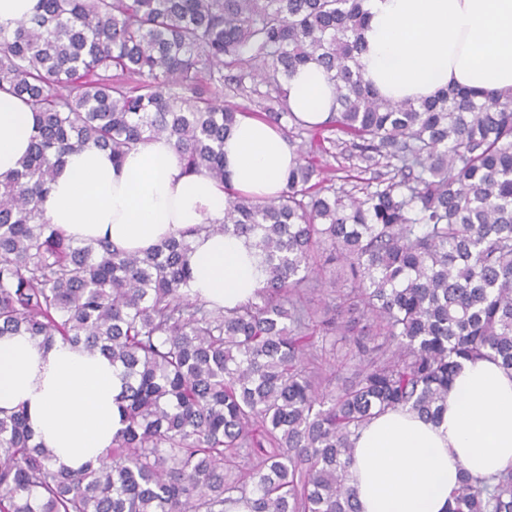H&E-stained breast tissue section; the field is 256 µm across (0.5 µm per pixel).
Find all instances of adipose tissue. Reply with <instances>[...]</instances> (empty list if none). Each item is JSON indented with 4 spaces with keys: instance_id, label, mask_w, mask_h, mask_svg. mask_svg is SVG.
<instances>
[{
    "instance_id": "1",
    "label": "adipose tissue",
    "mask_w": 512,
    "mask_h": 512,
    "mask_svg": "<svg viewBox=\"0 0 512 512\" xmlns=\"http://www.w3.org/2000/svg\"><path fill=\"white\" fill-rule=\"evenodd\" d=\"M361 74L383 98L421 100L467 87L512 93V0H366ZM291 112L315 124L335 104V87L311 63L286 84ZM38 133L36 115L0 89V182L11 177ZM296 153L265 121L239 116L224 141V169L236 191L278 197ZM227 194L185 172L172 142L153 139L121 163L86 147L66 156L44 202L47 219L74 241L108 239L129 252L185 236L192 292L224 309L251 300L264 278L243 238L205 234L224 218ZM121 382L100 353L25 334L0 337V410L26 407L57 461L98 464L120 426ZM512 466V372L493 360L466 362L441 424L398 408L374 418L354 448L352 485L361 512H445L462 472L487 476Z\"/></svg>"
}]
</instances>
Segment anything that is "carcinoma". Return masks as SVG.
<instances>
[{"label":"carcinoma","instance_id":"1","mask_svg":"<svg viewBox=\"0 0 512 512\" xmlns=\"http://www.w3.org/2000/svg\"><path fill=\"white\" fill-rule=\"evenodd\" d=\"M363 3L37 0L0 25V89L39 124L0 186V337L82 346L122 380L97 467L56 465L24 408L0 411V512H359L349 472L365 425L396 408L440 423L464 361L512 370V95L381 98L360 74ZM309 62L336 86L317 129L388 178L361 197L315 182L299 145L282 195L230 193L201 230L250 242L256 300L228 311L191 295L183 237L129 253L46 219L58 167L86 145L118 160L164 137L186 172L226 183L242 109L210 88L257 99L291 142L304 122L284 84ZM342 347L353 377L338 386L315 360ZM446 512H512V466L462 471Z\"/></svg>","mask_w":512,"mask_h":512}]
</instances>
